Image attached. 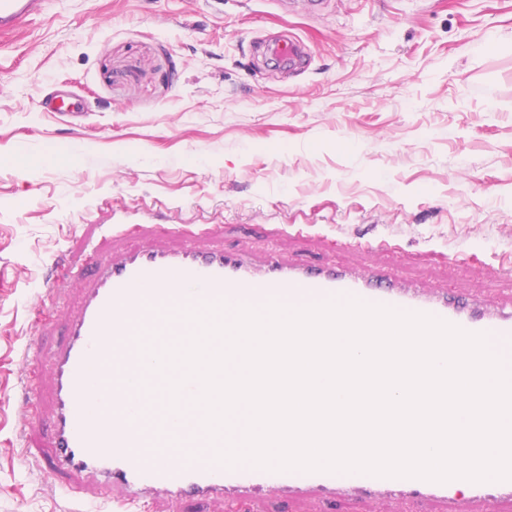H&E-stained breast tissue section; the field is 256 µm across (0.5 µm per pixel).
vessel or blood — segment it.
<instances>
[{
    "label": "vessel or blood",
    "instance_id": "1",
    "mask_svg": "<svg viewBox=\"0 0 512 512\" xmlns=\"http://www.w3.org/2000/svg\"><path fill=\"white\" fill-rule=\"evenodd\" d=\"M47 0H0V34L41 16ZM263 57L294 70L305 59L295 38L266 40ZM160 241L135 247L107 246L82 274L78 301L66 319V338L24 359L47 367L46 386L27 394L46 409L49 431L40 453L23 452L76 500L106 502L113 512H130L159 499L164 512L187 504L272 497L323 500L401 498L420 512L437 501L448 512H497L512 498V480L445 483L363 473L270 471L241 464L228 467L200 429V413L170 412L164 377L152 370L142 345L159 349L193 330L185 311L224 303L263 308L276 301L303 306L329 299L363 302L434 316L471 333H484L497 353L512 363V297L494 289L473 292L432 288L402 280L391 268L350 269L284 260L269 250L229 253L223 246L184 239L176 227L153 225Z\"/></svg>",
    "mask_w": 512,
    "mask_h": 512
}]
</instances>
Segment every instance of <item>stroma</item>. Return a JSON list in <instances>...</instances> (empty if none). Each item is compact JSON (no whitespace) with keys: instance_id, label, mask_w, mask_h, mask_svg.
Wrapping results in <instances>:
<instances>
[{"instance_id":"stroma-1","label":"stroma","mask_w":512,"mask_h":512,"mask_svg":"<svg viewBox=\"0 0 512 512\" xmlns=\"http://www.w3.org/2000/svg\"><path fill=\"white\" fill-rule=\"evenodd\" d=\"M290 34L302 67L264 64L255 39ZM58 90L80 112L46 111ZM149 211L228 250L512 290V0H53L0 37V512H76L19 460L21 381L45 377L22 350L58 340L101 227Z\"/></svg>"}]
</instances>
